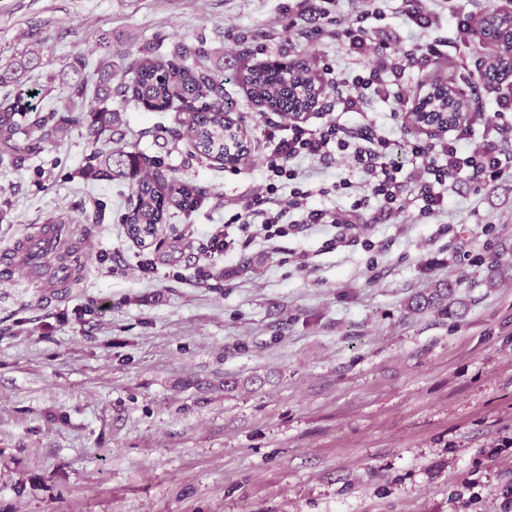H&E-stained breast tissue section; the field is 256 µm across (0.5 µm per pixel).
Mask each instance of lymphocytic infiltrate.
I'll return each instance as SVG.
<instances>
[{"instance_id": "1", "label": "lymphocytic infiltrate", "mask_w": 512, "mask_h": 512, "mask_svg": "<svg viewBox=\"0 0 512 512\" xmlns=\"http://www.w3.org/2000/svg\"><path fill=\"white\" fill-rule=\"evenodd\" d=\"M376 0H364L355 16L340 18L330 38L348 55L366 61L364 71L344 78L334 75L331 64L322 70L344 111L363 114L372 98L391 99V118H398L409 101L401 91L390 88V81L407 69L421 68L442 57L444 44L430 41L404 50L386 41H375L365 26L368 19L379 18ZM494 113H475L452 129L443 140L424 144L400 140L387 129L365 119L350 128L329 116L317 127L305 124L288 126L267 123L262 132L265 165L269 176L264 185L251 191L230 223L248 229L252 219H260L264 239L276 244L278 238L329 224L336 230L330 246L350 247L360 241L362 216L371 205H378L385 218L399 219L407 203L404 190L418 189L415 200L418 218L429 222L448 210L447 191L459 175H466L475 188L512 178V154L500 149V142L512 138V88L499 93ZM482 126V137H475V126ZM302 160L336 165L338 173L331 187L313 190L302 181L296 167ZM359 182H352V174ZM288 196H281V189ZM355 190L349 207L333 210L310 206L313 194L337 195Z\"/></svg>"}]
</instances>
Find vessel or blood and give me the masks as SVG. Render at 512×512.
<instances>
[{
    "label": "vessel or blood",
    "instance_id": "vessel-or-blood-1",
    "mask_svg": "<svg viewBox=\"0 0 512 512\" xmlns=\"http://www.w3.org/2000/svg\"><path fill=\"white\" fill-rule=\"evenodd\" d=\"M76 245L69 225L56 222L38 225L20 243L0 249V279L9 281L23 274L37 281L42 277L43 268L49 266L53 269L54 280L67 284L72 278L71 267L54 265L53 260Z\"/></svg>",
    "mask_w": 512,
    "mask_h": 512
}]
</instances>
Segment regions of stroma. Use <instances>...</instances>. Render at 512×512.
Here are the masks:
<instances>
[{
  "label": "stroma",
  "mask_w": 512,
  "mask_h": 512,
  "mask_svg": "<svg viewBox=\"0 0 512 512\" xmlns=\"http://www.w3.org/2000/svg\"><path fill=\"white\" fill-rule=\"evenodd\" d=\"M372 35L409 47L449 39L379 0ZM359 0L300 16L288 0H0V65L38 46L26 91L63 108L56 79L76 57L93 75L108 51L223 53L224 101L249 155L223 165L175 136L171 113L128 105L122 145L203 192L152 245L123 233L131 188L79 175L92 147L72 128L22 167L0 163V247L55 218L85 238L64 286L0 284V512H512V280L485 278L512 249V179L458 177L448 212L404 233L367 224L373 249L329 248L324 226L278 239L258 226L227 272L206 252L224 210L265 184L270 113L238 80L246 67L305 58L315 29ZM466 89L454 55L407 70L410 98L432 77ZM469 214L460 234L446 226ZM481 265L460 263L463 251ZM306 251L310 268L287 253ZM150 260L152 277L136 270ZM212 278H192L199 265ZM462 279L451 314L408 299Z\"/></svg>",
  "instance_id": "obj_1"
}]
</instances>
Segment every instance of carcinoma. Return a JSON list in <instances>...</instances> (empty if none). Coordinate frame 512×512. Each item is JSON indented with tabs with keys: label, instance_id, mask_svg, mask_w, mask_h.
<instances>
[{
	"label": "carcinoma",
	"instance_id": "cac0c4a2",
	"mask_svg": "<svg viewBox=\"0 0 512 512\" xmlns=\"http://www.w3.org/2000/svg\"><path fill=\"white\" fill-rule=\"evenodd\" d=\"M481 24L507 36L508 17L490 14ZM41 64L40 53L24 52L0 68V84L21 83L24 75ZM83 64L75 59L71 69L62 73V84L71 90V96L84 98L88 83L82 78ZM289 73L295 82L314 84L313 69L307 62L296 69L283 63L277 68L254 66L239 75L250 97L271 112L283 114L290 108L307 110L316 99L304 102L292 98L284 84V74ZM99 98L96 105L87 108L71 105L46 112L24 102V91L0 101V162L9 159L22 164L53 143L59 134L70 128H83L94 149L87 165L81 170L85 179L111 178L122 175L132 183L130 207L122 217L127 238L143 246L157 233V226L166 223L170 210L192 212L203 203V195L193 184L176 176H166L160 165L149 157L128 151L123 147H108L107 136L112 128L121 124V112L112 109L108 102L112 95L125 103L140 104L151 112L175 111L184 114L182 126L186 129V143L207 159L235 164L247 150L238 135L228 133L224 122V79L211 55L204 49L195 52L192 65L176 59L148 55L142 50L137 55L122 56L116 65L111 59L101 62L98 68ZM434 93L421 101L415 111H424L427 104L438 101L443 110L464 111V101L440 79L432 80ZM505 279H512V263L499 261L489 269L487 285L493 287ZM457 284L441 282L412 297L407 308L420 312L443 308L451 300Z\"/></svg>",
	"mask_w": 512,
	"mask_h": 512
}]
</instances>
